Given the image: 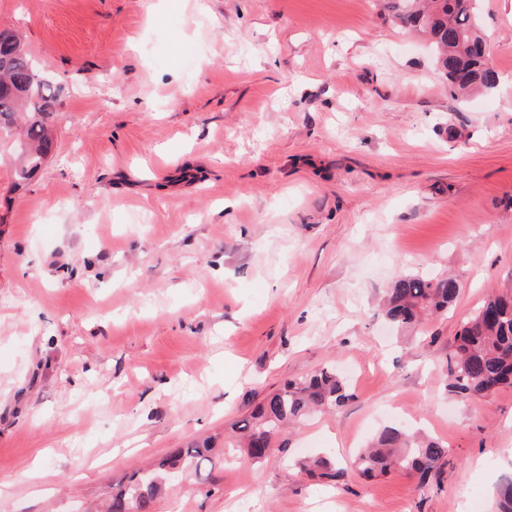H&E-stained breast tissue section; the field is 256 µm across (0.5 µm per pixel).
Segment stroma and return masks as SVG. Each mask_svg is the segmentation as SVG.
<instances>
[{
	"instance_id": "1",
	"label": "stroma",
	"mask_w": 512,
	"mask_h": 512,
	"mask_svg": "<svg viewBox=\"0 0 512 512\" xmlns=\"http://www.w3.org/2000/svg\"><path fill=\"white\" fill-rule=\"evenodd\" d=\"M389 3L0 0L61 88L54 153L0 198V512H92L325 366L348 405L264 463L225 449L153 512H494L512 387L460 402L444 370L512 292V0H483L499 82L462 103ZM416 271L461 288L402 330L380 300ZM391 423L452 469L352 472ZM318 453L344 480L299 472Z\"/></svg>"
}]
</instances>
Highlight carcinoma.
I'll return each instance as SVG.
<instances>
[{
  "instance_id": "carcinoma-1",
  "label": "carcinoma",
  "mask_w": 512,
  "mask_h": 512,
  "mask_svg": "<svg viewBox=\"0 0 512 512\" xmlns=\"http://www.w3.org/2000/svg\"><path fill=\"white\" fill-rule=\"evenodd\" d=\"M399 18L403 27L429 35L437 50V65L448 78L451 98L496 87L487 36L477 24L480 0H430L427 9L405 0ZM60 88L36 68L24 40L12 30L0 31V145L10 142L11 193L29 184L54 147L59 119ZM460 283L452 276L407 274L386 291L384 315L397 327L442 314L452 307ZM450 395L468 401L512 387V295L487 298L467 319L448 354ZM353 394L336 370L320 368L298 381L289 380L268 394L249 417L236 423L246 458L262 462L271 448L284 451L290 430L321 409L345 406ZM212 461V446L190 443L176 449L151 471H135L116 485L106 512H152L156 499L176 480L199 477ZM451 465L447 448L437 440L410 433L397 425L381 429L372 443L357 451L354 468L371 478L402 472L423 481ZM312 477L339 479L344 470L325 455L299 463ZM497 512H512V478L496 487Z\"/></svg>"
}]
</instances>
